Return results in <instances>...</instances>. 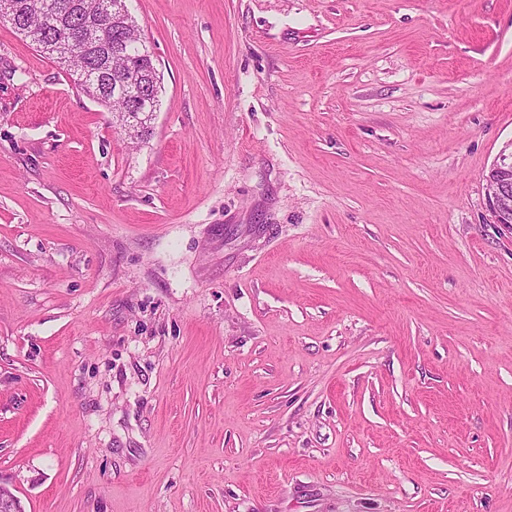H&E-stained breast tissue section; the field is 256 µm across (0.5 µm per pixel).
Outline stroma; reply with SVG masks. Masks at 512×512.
I'll use <instances>...</instances> for the list:
<instances>
[{
    "mask_svg": "<svg viewBox=\"0 0 512 512\" xmlns=\"http://www.w3.org/2000/svg\"><path fill=\"white\" fill-rule=\"evenodd\" d=\"M151 129L0 23V484L24 512H512V0H130ZM484 182L490 223L512 225V141L500 150Z\"/></svg>",
    "mask_w": 512,
    "mask_h": 512,
    "instance_id": "stroma-1",
    "label": "stroma"
}]
</instances>
